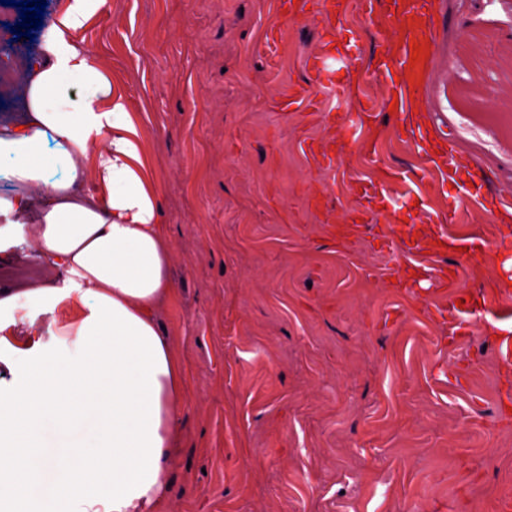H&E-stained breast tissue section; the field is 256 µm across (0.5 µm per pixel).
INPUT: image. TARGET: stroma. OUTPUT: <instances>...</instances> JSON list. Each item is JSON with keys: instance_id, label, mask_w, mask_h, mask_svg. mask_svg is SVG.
Returning a JSON list of instances; mask_svg holds the SVG:
<instances>
[{"instance_id": "35a3bbf8", "label": "stroma", "mask_w": 512, "mask_h": 512, "mask_svg": "<svg viewBox=\"0 0 512 512\" xmlns=\"http://www.w3.org/2000/svg\"><path fill=\"white\" fill-rule=\"evenodd\" d=\"M278 0H108L77 32L143 125L173 259L157 322L184 371L171 488L152 512H504L512 502V257L496 212L452 228L413 283L391 238L420 237L461 187L420 181L421 156L373 67L395 30L354 13L284 14ZM418 102L512 194V0H441ZM356 32L351 96L316 86L328 26ZM377 105L339 140L331 116ZM335 158L326 169L323 154ZM347 241L361 184L387 180ZM457 289L471 312H449ZM467 330H454L458 320ZM460 208V207H459ZM459 208L449 209L448 208V221L445 215L438 214L436 215L437 222L441 225H438L439 228V238L441 242H444V246L442 248L445 251H453V248H463L467 246V249H474L476 246H483L482 242L475 237H454L448 235V231L445 225L442 224H455L460 223L458 210Z\"/></svg>"}]
</instances>
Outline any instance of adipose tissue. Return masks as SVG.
<instances>
[{
  "label": "adipose tissue",
  "mask_w": 512,
  "mask_h": 512,
  "mask_svg": "<svg viewBox=\"0 0 512 512\" xmlns=\"http://www.w3.org/2000/svg\"><path fill=\"white\" fill-rule=\"evenodd\" d=\"M67 0L0 122V252L32 225L42 275L0 289V512H148L164 499L184 399L156 320L172 248L142 128Z\"/></svg>",
  "instance_id": "1"
}]
</instances>
